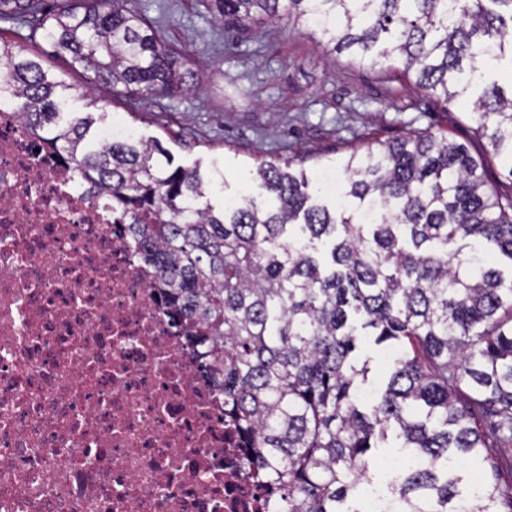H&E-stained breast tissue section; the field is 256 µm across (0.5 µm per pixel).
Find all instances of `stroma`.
<instances>
[{"mask_svg": "<svg viewBox=\"0 0 512 512\" xmlns=\"http://www.w3.org/2000/svg\"><path fill=\"white\" fill-rule=\"evenodd\" d=\"M161 38L184 57L194 88L172 97L129 99L98 90L108 120L136 137L159 138L175 164L218 169L214 204L248 195L265 200L248 172L274 156L302 162L308 175L335 165L354 148L425 131H442L487 157V175L512 191V169L472 140L467 108H441L398 74L331 53L311 27L281 19L276 32L254 24L215 26L206 0H131Z\"/></svg>", "mask_w": 512, "mask_h": 512, "instance_id": "obj_1", "label": "stroma"}]
</instances>
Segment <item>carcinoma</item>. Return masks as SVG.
Wrapping results in <instances>:
<instances>
[{
	"label": "carcinoma",
	"instance_id": "cac0c4a2",
	"mask_svg": "<svg viewBox=\"0 0 512 512\" xmlns=\"http://www.w3.org/2000/svg\"><path fill=\"white\" fill-rule=\"evenodd\" d=\"M222 27L312 18L332 50L414 78L442 108L472 106L512 177V0H208ZM27 43L45 40L69 69L117 96L189 89L183 58L129 0H0ZM0 83L68 162L90 197L126 218L134 246L166 288L175 325L212 343L206 373L247 435L246 467L272 489L269 512H359L360 477L389 439L412 458L387 486L393 512H512V192L486 161L443 134L372 140L340 163L344 202L330 204L290 159L250 179L269 194L221 209L205 201L220 173L173 165L158 141L103 145L105 120L71 86L0 39ZM372 343L389 354L369 404ZM482 470L466 482L458 464Z\"/></svg>",
	"mask_w": 512,
	"mask_h": 512
}]
</instances>
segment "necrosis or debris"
I'll use <instances>...</instances> for the list:
<instances>
[{"mask_svg": "<svg viewBox=\"0 0 512 512\" xmlns=\"http://www.w3.org/2000/svg\"><path fill=\"white\" fill-rule=\"evenodd\" d=\"M203 353L0 96V512H263Z\"/></svg>", "mask_w": 512, "mask_h": 512, "instance_id": "1", "label": "necrosis or debris"}]
</instances>
